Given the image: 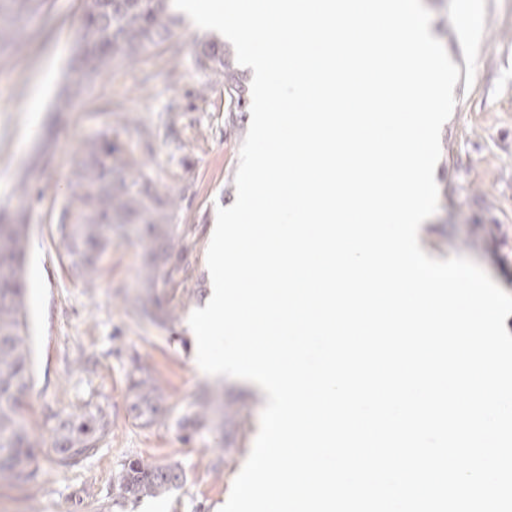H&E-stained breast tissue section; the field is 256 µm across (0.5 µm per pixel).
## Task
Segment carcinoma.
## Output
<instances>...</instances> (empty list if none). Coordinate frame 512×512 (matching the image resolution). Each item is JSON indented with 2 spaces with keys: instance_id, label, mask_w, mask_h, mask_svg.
I'll return each mask as SVG.
<instances>
[{
  "instance_id": "obj_1",
  "label": "carcinoma",
  "mask_w": 512,
  "mask_h": 512,
  "mask_svg": "<svg viewBox=\"0 0 512 512\" xmlns=\"http://www.w3.org/2000/svg\"><path fill=\"white\" fill-rule=\"evenodd\" d=\"M169 2L83 0L78 57L69 69L61 109L74 105L88 84L108 72L112 63L133 61L143 48L164 43L170 36V24L175 22L168 14ZM42 4L43 0H0V40L16 21L39 11ZM195 65L208 76L222 77L225 111H247L245 82L234 69L228 49L214 41H202ZM70 186L58 230L73 275L93 281L102 256L112 248V232L132 225L156 250L145 261L144 287L154 288L160 282L169 289L162 317L172 319L190 280L182 264L187 231L180 232L173 224L179 199L159 191L138 157L124 153L108 135L86 146ZM26 251L25 210L0 209V478L20 484L33 482L37 475L34 444L20 418L32 365L25 305ZM133 388L136 394L131 409L135 418L148 424L156 388L143 380ZM110 429L108 415L101 409L76 418L54 448L58 465L74 466L93 455ZM181 479L177 464L128 459L116 475L113 496L122 501L156 497Z\"/></svg>"
}]
</instances>
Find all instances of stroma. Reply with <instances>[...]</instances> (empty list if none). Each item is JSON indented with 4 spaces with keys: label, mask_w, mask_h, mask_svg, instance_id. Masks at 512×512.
Here are the masks:
<instances>
[{
    "label": "stroma",
    "mask_w": 512,
    "mask_h": 512,
    "mask_svg": "<svg viewBox=\"0 0 512 512\" xmlns=\"http://www.w3.org/2000/svg\"><path fill=\"white\" fill-rule=\"evenodd\" d=\"M430 28L459 68L456 106L441 132L435 169L439 208L419 229L431 257L466 256L512 293V0H422ZM82 0H46L0 45V207L28 215L24 267L32 374L23 418L38 444V476L22 485L0 479V512H218L257 436L261 394L247 381L201 374L185 327L211 278L206 255L217 207L236 199L234 184L250 119L229 123L223 85H208L195 66L198 41L214 33L182 18L160 46L135 63H116L68 111H56L74 55ZM52 85L31 111L45 74ZM154 137L145 161L160 189L182 194L176 219L188 229L183 263L191 294L175 320L160 323L134 306L142 294L149 246L116 234L94 284L75 279L58 232L69 178L84 145L110 135L139 153V128ZM157 388L155 421L131 411L132 381ZM223 404V424L192 430L201 397ZM106 411L110 433L97 453L60 467L52 447L66 420ZM130 456L178 463L177 488L137 502H115L112 478Z\"/></svg>",
    "instance_id": "obj_1"
}]
</instances>
